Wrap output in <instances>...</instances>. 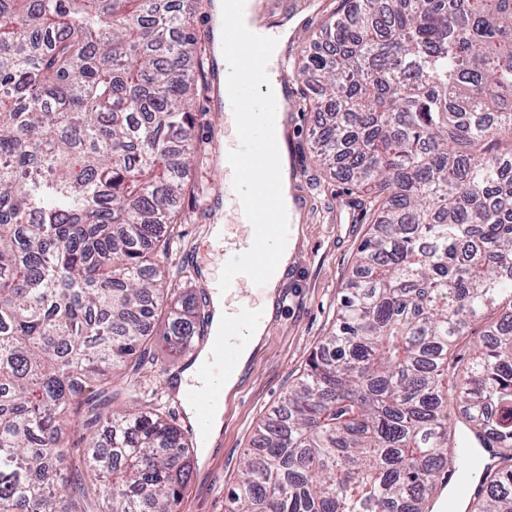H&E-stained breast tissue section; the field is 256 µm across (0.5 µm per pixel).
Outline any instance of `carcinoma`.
I'll return each mask as SVG.
<instances>
[{
    "instance_id": "1",
    "label": "carcinoma",
    "mask_w": 512,
    "mask_h": 512,
    "mask_svg": "<svg viewBox=\"0 0 512 512\" xmlns=\"http://www.w3.org/2000/svg\"><path fill=\"white\" fill-rule=\"evenodd\" d=\"M194 4L0 0V512H177L188 439L112 385L198 332L189 305L157 328L190 219ZM302 72L334 116L319 160L378 229L227 512H429L464 465L454 405L496 442L467 512H512V0H355Z\"/></svg>"
}]
</instances>
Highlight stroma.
Here are the masks:
<instances>
[{"mask_svg":"<svg viewBox=\"0 0 512 512\" xmlns=\"http://www.w3.org/2000/svg\"><path fill=\"white\" fill-rule=\"evenodd\" d=\"M284 10L295 13L297 25L280 56L286 63L293 105L283 118V141L293 173L292 193L301 203L299 236L279 288L275 312L266 337L254 352L236 387L224 397V430L208 456L193 453V470L183 491L179 512H225L227 494L239 479L240 463L258 424L272 414L304 371L311 355L336 322L339 300L352 278L355 258L363 241L373 233L370 212L362 210L360 193L342 175L319 165L314 133L322 117L309 110L315 80L299 76L297 64L319 36L323 24L344 13V0H284ZM213 81L194 102V145L205 148V159L193 176V195L180 197L179 206L194 209L191 222L180 225L169 259L185 300L199 302L210 287L205 270L220 273L224 248L248 235L224 195V144L231 135L224 110L216 101ZM224 224V244L208 238V228ZM149 361L140 374L142 388L169 410L177 398L170 391L172 376L190 364L181 347L154 338Z\"/></svg>","mask_w":512,"mask_h":512,"instance_id":"1","label":"stroma"}]
</instances>
